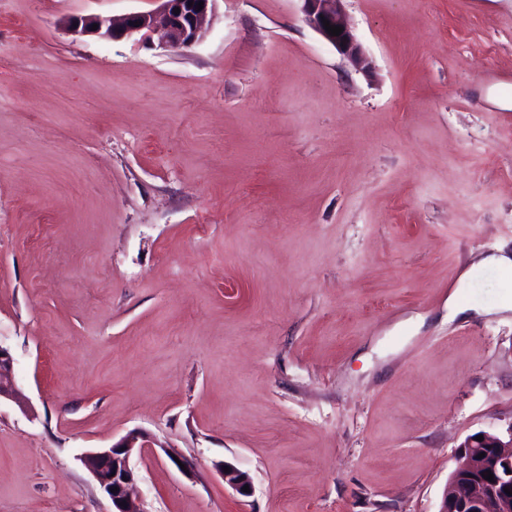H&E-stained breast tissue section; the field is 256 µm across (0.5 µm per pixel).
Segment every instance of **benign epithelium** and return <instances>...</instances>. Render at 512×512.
Here are the masks:
<instances>
[{
  "label": "benign epithelium",
  "instance_id": "benign-epithelium-1",
  "mask_svg": "<svg viewBox=\"0 0 512 512\" xmlns=\"http://www.w3.org/2000/svg\"><path fill=\"white\" fill-rule=\"evenodd\" d=\"M202 9H197L199 2ZM217 0H161L160 13L135 12L121 17L81 16L72 17L68 27L75 34L98 35L103 38H118L134 33H148L161 29L167 46L173 49H188L203 36L214 16ZM305 21L336 50L357 68L367 69L371 62L357 41L348 19L341 8L342 0H302ZM180 13H174V9ZM342 28V33L332 36L323 20ZM97 29H92V25ZM13 357L8 349L0 346V399L12 400L24 405L25 398L12 379ZM483 440L470 436L457 454L456 466L448 477L442 495L439 512H512V426L507 435L482 433ZM140 439L130 434L120 443L107 448L93 450L81 457L101 491L112 502V512H147L144 503L133 495V471L130 456ZM484 457H479V454ZM494 475L486 480L483 473ZM224 482L240 495L243 487L251 485L249 476L234 466L223 474Z\"/></svg>",
  "mask_w": 512,
  "mask_h": 512
}]
</instances>
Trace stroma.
I'll list each match as a JSON object with an SVG mask.
<instances>
[{
    "instance_id": "obj_1",
    "label": "stroma",
    "mask_w": 512,
    "mask_h": 512,
    "mask_svg": "<svg viewBox=\"0 0 512 512\" xmlns=\"http://www.w3.org/2000/svg\"><path fill=\"white\" fill-rule=\"evenodd\" d=\"M159 0H0V512H438L512 426V0H218L186 50L78 36ZM466 313L449 318L448 300ZM246 472L243 496L220 472ZM300 1L303 2L302 12L308 25L332 44L352 65L360 69L370 67L371 62L353 34L348 19L341 8L343 0ZM323 19H327L330 26L342 27V33H339V36H331L324 26ZM12 370L13 357L8 349L0 346V401L5 398L23 406L25 398L12 379ZM139 439L140 435L130 434L111 448L89 451L81 457L100 490L111 500V512H148L144 503L131 492L134 475L129 460L134 449L142 446L136 447ZM114 487L117 491L112 493Z\"/></svg>"
}]
</instances>
